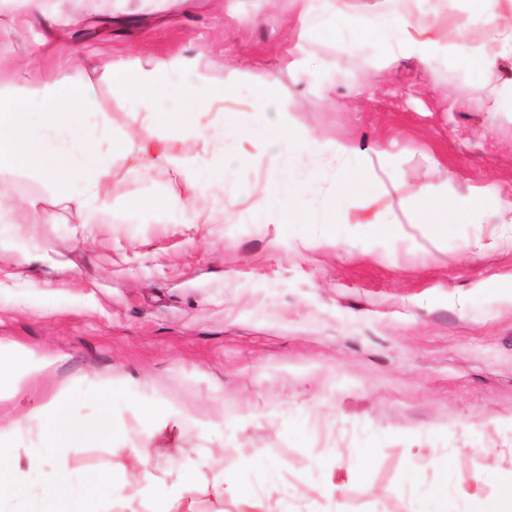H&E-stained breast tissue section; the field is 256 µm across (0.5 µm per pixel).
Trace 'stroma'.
I'll return each mask as SVG.
<instances>
[{
  "instance_id": "obj_1",
  "label": "stroma",
  "mask_w": 512,
  "mask_h": 512,
  "mask_svg": "<svg viewBox=\"0 0 512 512\" xmlns=\"http://www.w3.org/2000/svg\"><path fill=\"white\" fill-rule=\"evenodd\" d=\"M413 21L472 19L468 0H398ZM49 35L24 0H0V79L70 74L78 54L114 136L144 116L112 85L108 62L148 53L205 71L245 156L226 176L224 215L131 200L189 189L163 169L115 162L97 223L22 168L0 170L32 224L0 225V342L56 359L7 407L25 423L20 459L39 445L46 403L74 419L109 416L123 442L71 452L78 476L125 489L130 446L156 478L211 455L240 485L279 486L288 512H497L512 473V60L488 82L452 44L427 61L381 35L350 49L322 18L289 29L298 0H46ZM283 88L290 124L317 141L292 167L314 171L307 214L291 224L257 207L271 176L253 104ZM357 173L340 199L341 171ZM424 188L478 211L418 213L399 234L372 223ZM175 420L151 438L140 404ZM451 467H443V459Z\"/></svg>"
}]
</instances>
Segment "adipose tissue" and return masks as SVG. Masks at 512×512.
<instances>
[{
  "label": "adipose tissue",
  "instance_id": "obj_1",
  "mask_svg": "<svg viewBox=\"0 0 512 512\" xmlns=\"http://www.w3.org/2000/svg\"><path fill=\"white\" fill-rule=\"evenodd\" d=\"M336 24L347 29L354 41L367 33L391 34L401 48L423 54L439 46L435 27L420 26L387 11L369 17L340 12ZM456 29L458 50L471 57L483 78L495 77L499 60L512 57V11L498 15L492 29L481 32L466 22L458 23ZM88 62V56L83 55L69 75L0 88V169L31 167L38 178L53 187L78 180L81 189L71 200L87 211L91 224L96 223L103 209L101 188L118 156L147 166L167 167L182 181L197 185L200 193H211L214 205H221L226 175L239 154L224 145L227 120H218L209 129L202 126L201 111L211 103L208 88L214 74L187 70L154 56L109 63L113 84L143 112L148 129L167 128L188 140L205 143L203 152L171 155L135 137L110 141L109 121L96 109L94 91L81 78ZM168 80L175 88L168 101L163 102L158 99L156 88ZM28 109L47 113L48 123L39 129L29 127L23 120ZM287 114V98L276 82H268L256 117L266 132L264 149L273 176L266 182L259 202L291 222L305 211L307 182L289 176L287 171L290 153L299 149L301 141L288 123ZM203 169L209 171L210 178L201 184L197 176ZM53 363L52 355L38 356L22 345L0 342V400L16 392L24 376L41 374ZM111 435L107 420L77 421L62 410H52L41 425L42 449L30 455L27 466H19L13 448H0V498L6 496L23 503L40 497L50 504V512H147L150 504L157 505V512H166L170 506L196 512L191 494L202 485L209 487L215 498H223L224 473L206 462L187 466L168 481L142 472L125 495L113 494L112 480L104 474L72 482V448ZM43 469L55 476L45 491L36 489L30 479L32 471Z\"/></svg>",
  "mask_w": 512,
  "mask_h": 512
}]
</instances>
